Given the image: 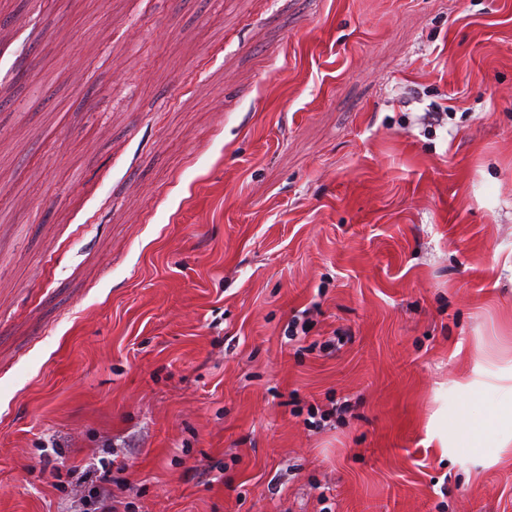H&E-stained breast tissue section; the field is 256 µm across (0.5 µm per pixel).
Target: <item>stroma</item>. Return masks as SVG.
I'll use <instances>...</instances> for the list:
<instances>
[{"label": "stroma", "mask_w": 512, "mask_h": 512, "mask_svg": "<svg viewBox=\"0 0 512 512\" xmlns=\"http://www.w3.org/2000/svg\"><path fill=\"white\" fill-rule=\"evenodd\" d=\"M511 401L512 0H0V512H512ZM489 430L490 428L470 425L464 421L458 430L457 438L461 447L464 448H500L494 441H491Z\"/></svg>", "instance_id": "obj_1"}]
</instances>
